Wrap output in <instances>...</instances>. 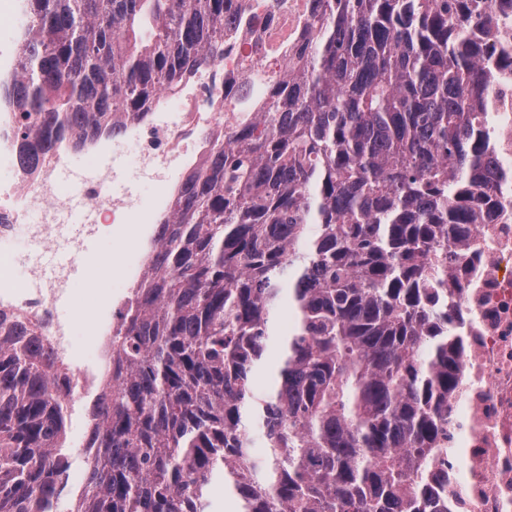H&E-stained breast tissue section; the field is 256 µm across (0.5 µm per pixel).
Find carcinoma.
Returning <instances> with one entry per match:
<instances>
[{"mask_svg": "<svg viewBox=\"0 0 512 512\" xmlns=\"http://www.w3.org/2000/svg\"><path fill=\"white\" fill-rule=\"evenodd\" d=\"M314 2L300 64L251 75L229 147L213 145L159 224L71 512H208L218 477L234 512H448L431 457L461 378L452 290L494 207L495 70L478 33L495 0ZM246 9L20 0L0 113L21 167L65 135L144 118L224 54ZM50 368L31 327L0 338V512H51L62 490Z\"/></svg>", "mask_w": 512, "mask_h": 512, "instance_id": "carcinoma-1", "label": "carcinoma"}]
</instances>
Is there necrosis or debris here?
<instances>
[{
  "mask_svg": "<svg viewBox=\"0 0 512 512\" xmlns=\"http://www.w3.org/2000/svg\"><path fill=\"white\" fill-rule=\"evenodd\" d=\"M223 54L175 91L161 93L144 119L127 122L112 135L90 145L91 154H111V169L94 171L81 188L87 216L68 223L73 196L58 183V172L72 151L61 139L40 155L31 174H23L14 150L0 130V166L11 172L0 181V243L25 226L31 246L44 249L65 238L68 263L45 269L32 263L26 280L13 275V253L0 250V319L36 326L40 340L65 374L59 380L67 406L84 393L102 398L112 384L108 362L112 335L121 324L130 297V282L140 279L144 238L169 215L172 200L186 177L205 159L209 148L224 142L235 121L238 80L261 70L283 74L295 61L312 0H250ZM486 109L495 118L490 147L506 179L497 196L496 223L478 225L470 253L478 262L467 272L466 288L457 296L466 340L461 385L450 399L449 432L463 459L455 468L445 454L432 457L434 473L448 477V512H512V67L497 68L488 86ZM136 146L135 163L142 177L153 179L155 193L143 200L125 177L123 159ZM110 237L111 252L89 256L86 239ZM92 267L84 285L72 279L70 267ZM68 297L70 320L56 312L59 297ZM86 325L85 338L75 334Z\"/></svg>",
  "mask_w": 512,
  "mask_h": 512,
  "instance_id": "necrosis-or-debris-1",
  "label": "necrosis or debris"
}]
</instances>
